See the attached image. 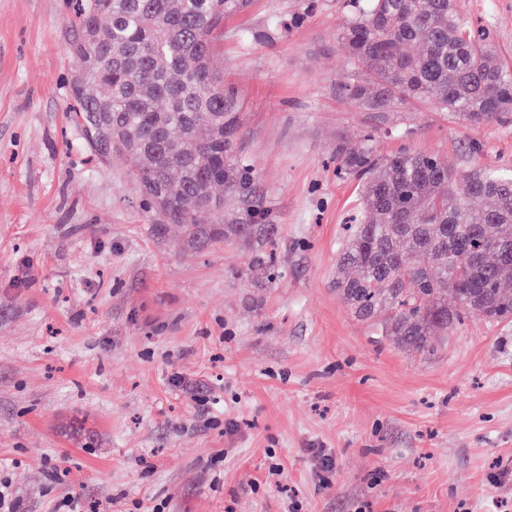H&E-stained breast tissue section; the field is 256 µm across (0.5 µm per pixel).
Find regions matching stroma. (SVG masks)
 Returning a JSON list of instances; mask_svg holds the SVG:
<instances>
[{
  "instance_id": "1",
  "label": "stroma",
  "mask_w": 512,
  "mask_h": 512,
  "mask_svg": "<svg viewBox=\"0 0 512 512\" xmlns=\"http://www.w3.org/2000/svg\"><path fill=\"white\" fill-rule=\"evenodd\" d=\"M456 3L512 70V0ZM314 4L224 20L212 64L253 170L224 221L253 231L198 249L156 232L121 159H90L68 0H0V512H512V321L422 355L331 286L360 212L338 145L372 131L463 176L472 146L512 168V122L342 99L349 12ZM269 252L271 280L249 269Z\"/></svg>"
}]
</instances>
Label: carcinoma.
Listing matches in <instances>:
<instances>
[{"mask_svg": "<svg viewBox=\"0 0 512 512\" xmlns=\"http://www.w3.org/2000/svg\"><path fill=\"white\" fill-rule=\"evenodd\" d=\"M73 51L83 82L73 118L99 162L122 158L156 227L190 243L246 237L251 224H201L252 171L234 156L241 125L211 58L216 31L248 0H76ZM338 34L353 104L387 112L412 99L471 124L512 122V71L495 35L455 0H349ZM369 133L336 147V171L358 182L361 223L341 243L334 287L352 316L402 349L430 352L469 316L512 320V172L474 162L459 179L445 158L380 155ZM490 205L477 208L474 202Z\"/></svg>", "mask_w": 512, "mask_h": 512, "instance_id": "obj_1", "label": "carcinoma"}]
</instances>
